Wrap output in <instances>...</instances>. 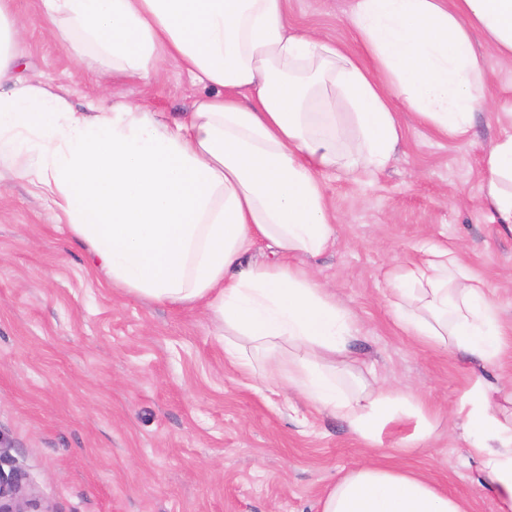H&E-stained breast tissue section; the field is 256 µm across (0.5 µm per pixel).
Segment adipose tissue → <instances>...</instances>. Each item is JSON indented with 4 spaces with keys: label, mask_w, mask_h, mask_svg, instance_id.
Instances as JSON below:
<instances>
[{
    "label": "adipose tissue",
    "mask_w": 512,
    "mask_h": 512,
    "mask_svg": "<svg viewBox=\"0 0 512 512\" xmlns=\"http://www.w3.org/2000/svg\"><path fill=\"white\" fill-rule=\"evenodd\" d=\"M12 2L0 0V167L47 196L113 285L205 306L242 373L367 444L399 421L413 425L410 446L429 441L438 424L420 398L355 372L356 321L309 265L336 240L322 177L385 169L403 111L464 134L492 81L474 37L512 60V0H351L353 54L290 31L285 0H39L48 31L113 74L151 81L174 64L210 87L173 122L128 102L80 112L29 80ZM485 167L483 204L512 232V134ZM260 241L274 262L244 266ZM390 284L404 333L484 367L500 360L507 328L456 246L423 248ZM457 413L498 512H512V382L476 380ZM319 512L466 509L414 470L366 463L335 482Z\"/></svg>",
    "instance_id": "adipose-tissue-1"
}]
</instances>
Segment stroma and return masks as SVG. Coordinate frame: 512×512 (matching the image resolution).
Wrapping results in <instances>:
<instances>
[{
	"label": "stroma",
	"mask_w": 512,
	"mask_h": 512,
	"mask_svg": "<svg viewBox=\"0 0 512 512\" xmlns=\"http://www.w3.org/2000/svg\"><path fill=\"white\" fill-rule=\"evenodd\" d=\"M348 0H285L292 30L356 52ZM25 17L30 79L68 90L78 110L128 101L171 118L207 90L169 67L159 81L113 80ZM493 74L469 130L442 136L401 113L403 137L379 172L324 178L336 243L313 261L318 280L353 313L351 356L419 394L441 418L426 449H399L411 425L366 449L347 425L280 389L256 390L224 360L217 326L199 309L160 305L113 287L51 204L0 168V473L16 474L39 512H318L348 470L372 460L409 466L497 512L453 411L475 378L512 377V350L481 367L402 333L388 272L425 243L459 246L512 325V234L481 199L484 157L512 113V61L477 40Z\"/></svg>",
	"instance_id": "35a3bbf8"
}]
</instances>
